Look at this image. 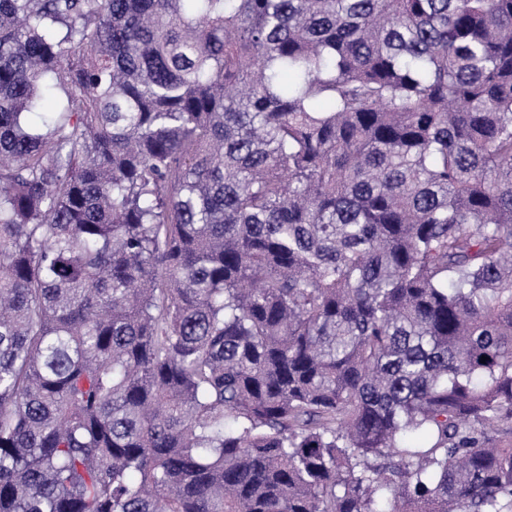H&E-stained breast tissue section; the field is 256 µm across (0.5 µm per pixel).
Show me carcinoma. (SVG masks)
<instances>
[{
    "label": "carcinoma",
    "instance_id": "carcinoma-1",
    "mask_svg": "<svg viewBox=\"0 0 512 512\" xmlns=\"http://www.w3.org/2000/svg\"><path fill=\"white\" fill-rule=\"evenodd\" d=\"M511 419L512 0H0V512H512Z\"/></svg>",
    "mask_w": 512,
    "mask_h": 512
}]
</instances>
